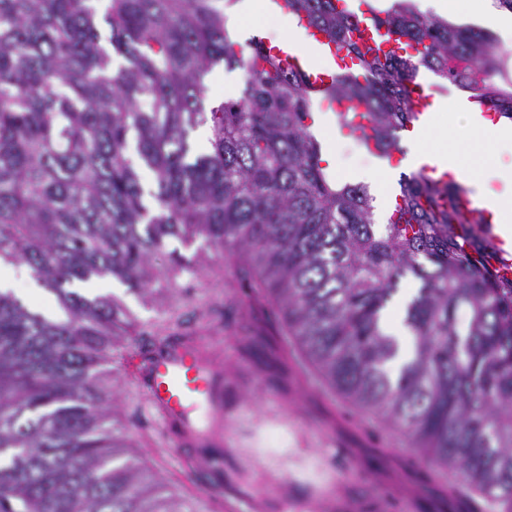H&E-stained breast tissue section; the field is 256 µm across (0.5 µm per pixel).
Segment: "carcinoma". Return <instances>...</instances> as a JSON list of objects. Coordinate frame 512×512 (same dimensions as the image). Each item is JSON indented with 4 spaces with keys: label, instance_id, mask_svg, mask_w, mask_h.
I'll return each mask as SVG.
<instances>
[{
    "label": "carcinoma",
    "instance_id": "cac0c4a2",
    "mask_svg": "<svg viewBox=\"0 0 512 512\" xmlns=\"http://www.w3.org/2000/svg\"><path fill=\"white\" fill-rule=\"evenodd\" d=\"M94 2L0 0V261L25 264L67 314L0 291V512H189L111 415L112 351L137 343L129 310L74 291L108 277L147 298L150 257L173 241L231 252L335 390L399 427L423 467L512 512V261L453 207L460 185L403 176L399 217L380 226L365 185L322 166L304 73L260 40L236 49L224 6L237 0H107L105 40ZM288 7L359 60L324 98L362 108L378 150L399 149L405 81L422 68L512 120L491 34L397 0L372 15L417 54L382 59L333 0ZM220 63L244 88L207 112ZM204 123L211 148L196 154ZM407 276L412 344L394 374L400 346L381 318Z\"/></svg>",
    "mask_w": 512,
    "mask_h": 512
}]
</instances>
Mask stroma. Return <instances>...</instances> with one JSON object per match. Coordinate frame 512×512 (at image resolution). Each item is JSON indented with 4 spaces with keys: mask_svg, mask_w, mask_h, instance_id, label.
<instances>
[{
    "mask_svg": "<svg viewBox=\"0 0 512 512\" xmlns=\"http://www.w3.org/2000/svg\"><path fill=\"white\" fill-rule=\"evenodd\" d=\"M161 303L143 304L125 286L88 283L93 295L114 293L137 320L134 336L153 342L159 329L184 322L213 368L221 398L190 419L203 437L174 449L150 407L139 374L116 390L139 459L165 493L193 512H218L201 491L220 489L219 512H448L459 478L423 469L419 451L397 427L331 389L286 332L276 307L233 274L228 253L208 251L198 276L160 285Z\"/></svg>",
    "mask_w": 512,
    "mask_h": 512,
    "instance_id": "obj_1",
    "label": "stroma"
}]
</instances>
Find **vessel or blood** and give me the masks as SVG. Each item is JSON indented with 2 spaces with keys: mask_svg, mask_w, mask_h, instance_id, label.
Instances as JSON below:
<instances>
[{
  "mask_svg": "<svg viewBox=\"0 0 512 512\" xmlns=\"http://www.w3.org/2000/svg\"><path fill=\"white\" fill-rule=\"evenodd\" d=\"M335 4L338 11L357 15L353 41L370 47L373 53L381 56L409 53L410 48L404 41L378 29L371 14L365 7L357 6L355 0H335ZM293 22L302 31L310 46L309 51L288 46L284 42L266 43L265 49L267 55L279 59L284 65L306 69L309 93H322L338 75L357 70L359 61L348 53L345 45L329 40L320 30L309 25L305 18L297 16ZM316 55L321 57V64H313L312 58ZM407 86L414 118L405 132L411 136L428 122L433 100L430 87L418 77L409 78ZM333 110L346 117L350 131L362 141L364 148L374 151L375 146L368 138L367 122L361 112L349 111L344 103L334 104ZM144 386L150 405L166 420L179 425L181 446H194V434L188 426L186 411L193 405H212L215 398L212 377L199 353L191 348L175 347L154 355L144 368Z\"/></svg>",
  "mask_w": 512,
  "mask_h": 512,
  "instance_id": "1",
  "label": "vessel or blood"
}]
</instances>
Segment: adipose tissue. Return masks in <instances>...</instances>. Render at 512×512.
<instances>
[{
    "label": "adipose tissue",
    "instance_id": "1",
    "mask_svg": "<svg viewBox=\"0 0 512 512\" xmlns=\"http://www.w3.org/2000/svg\"><path fill=\"white\" fill-rule=\"evenodd\" d=\"M435 138L440 147H430ZM506 153H512L511 122L497 126L467 118L451 129L431 122L414 138L406 165L414 168L428 162L457 168L463 181L475 188L478 200L494 210L497 233L512 241V163L503 162Z\"/></svg>",
    "mask_w": 512,
    "mask_h": 512
}]
</instances>
